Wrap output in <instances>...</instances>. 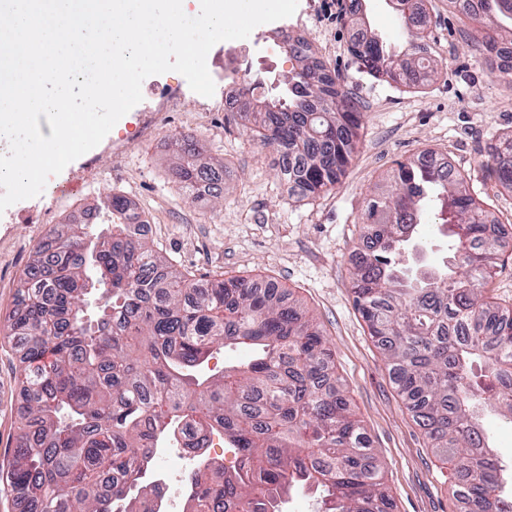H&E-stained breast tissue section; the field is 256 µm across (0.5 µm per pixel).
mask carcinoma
Masks as SVG:
<instances>
[{
  "label": "carcinoma",
  "mask_w": 512,
  "mask_h": 512,
  "mask_svg": "<svg viewBox=\"0 0 512 512\" xmlns=\"http://www.w3.org/2000/svg\"><path fill=\"white\" fill-rule=\"evenodd\" d=\"M424 0H393L408 40L390 45L352 35L349 53L367 73L393 82L428 81L446 66L416 55L427 27ZM349 23L366 26L361 0ZM488 22L480 55L493 63L512 44V0H480ZM296 67L284 94L245 89L256 140L281 152V179L300 199L328 194L361 143L362 112L344 77L306 40L288 44ZM224 165L195 152L175 170L185 190L223 180ZM512 189V136L489 145L476 175L422 156L399 164L391 190L370 197L362 216L369 261L355 267L352 293L369 335L429 447L453 464L464 512H512V469L493 453L484 416L512 424V312L489 300L504 244L485 233L487 212L469 182ZM106 229L58 224L55 251L35 249L3 325L18 359L24 402L0 485L21 512H152L157 487L115 481L151 463L173 442L198 461L183 512H280L283 495L309 491L316 512H393L381 467L351 410L315 319L277 283L202 285L150 242L114 194ZM447 233L449 260L434 270L402 263L423 245L424 220ZM245 345L254 356L211 372L213 354ZM222 433L240 454L232 476L204 454Z\"/></svg>",
  "instance_id": "obj_1"
}]
</instances>
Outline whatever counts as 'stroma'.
Returning <instances> with one entry per match:
<instances>
[{
    "label": "stroma",
    "instance_id": "1",
    "mask_svg": "<svg viewBox=\"0 0 512 512\" xmlns=\"http://www.w3.org/2000/svg\"><path fill=\"white\" fill-rule=\"evenodd\" d=\"M299 2L302 19L281 21L268 42L252 43L243 59L263 91L281 90L294 65L283 37L294 28L329 68L346 76L364 114V131L343 183L313 200L289 196L279 176V150L257 143L242 113L220 110L223 87L206 98L180 73L148 77L144 99H151L159 80L184 96L183 111L169 114L157 141L142 139V112L133 107L99 145L51 177L41 195L0 214V317L13 308L39 239L68 221L72 209H98L112 195H123L156 223L153 241L178 270L198 278L271 277L316 319L345 394L382 463L394 512H459L451 495V466L429 448L354 306L353 257L362 244L366 201L390 186L399 162L431 150L471 173L495 139L512 134V82L498 80L480 59L475 36L481 24L450 9L448 0L425 2L431 19L427 43L448 73L419 86L365 73L348 52L352 30L343 16L324 25L320 0ZM364 8L372 31L391 44L404 41L390 0H364ZM191 144L223 163L219 195L193 197L173 182L171 171ZM86 180L92 187L81 198L54 191L64 182ZM21 407L17 360L0 338V464L12 453Z\"/></svg>",
    "mask_w": 512,
    "mask_h": 512
}]
</instances>
